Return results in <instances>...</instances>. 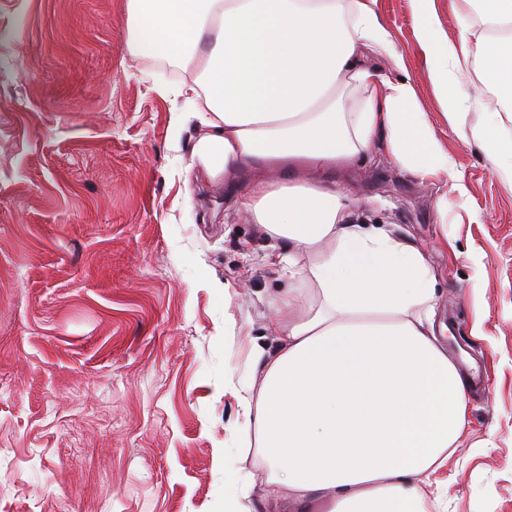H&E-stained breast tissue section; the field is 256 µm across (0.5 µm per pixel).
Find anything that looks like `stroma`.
Returning a JSON list of instances; mask_svg holds the SVG:
<instances>
[{
	"mask_svg": "<svg viewBox=\"0 0 512 512\" xmlns=\"http://www.w3.org/2000/svg\"><path fill=\"white\" fill-rule=\"evenodd\" d=\"M126 2L0 0V512H221L228 463L237 512H293L223 389L300 282L223 179H198L199 124L173 120L195 73L130 52ZM379 10L455 176L419 181L380 140L322 179L424 252L438 340L486 380L434 512H512V187L445 118L410 0Z\"/></svg>",
	"mask_w": 512,
	"mask_h": 512,
	"instance_id": "1",
	"label": "stroma"
}]
</instances>
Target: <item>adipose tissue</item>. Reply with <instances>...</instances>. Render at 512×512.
Masks as SVG:
<instances>
[{"label": "adipose tissue", "mask_w": 512, "mask_h": 512, "mask_svg": "<svg viewBox=\"0 0 512 512\" xmlns=\"http://www.w3.org/2000/svg\"><path fill=\"white\" fill-rule=\"evenodd\" d=\"M377 4L127 0L130 47L197 73L185 92L202 102L191 149L201 171L254 170L244 206L283 239L289 276L298 256L314 258L319 306L295 288L270 296L272 340H254L250 378H224L267 483L297 512H428L425 490L468 425L471 379L436 337L437 277L423 252L392 229L352 222L333 186L276 179L355 163L378 137L420 180L451 173L413 83L398 75L403 59ZM412 5L426 76L453 125L467 127L471 79L512 102V0H451L452 39L436 0ZM339 87L360 93L355 106L333 99ZM470 130L512 181V113H487Z\"/></svg>", "instance_id": "adipose-tissue-1"}]
</instances>
